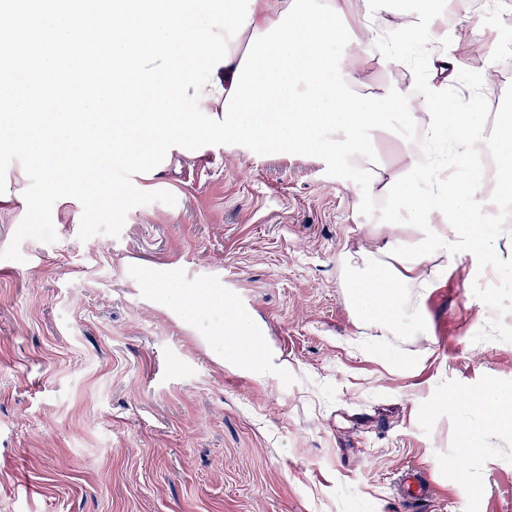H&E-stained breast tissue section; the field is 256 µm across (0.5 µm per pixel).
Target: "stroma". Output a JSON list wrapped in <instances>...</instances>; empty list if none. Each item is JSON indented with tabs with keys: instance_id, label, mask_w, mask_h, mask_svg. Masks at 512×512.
<instances>
[{
	"instance_id": "35a3bbf8",
	"label": "stroma",
	"mask_w": 512,
	"mask_h": 512,
	"mask_svg": "<svg viewBox=\"0 0 512 512\" xmlns=\"http://www.w3.org/2000/svg\"><path fill=\"white\" fill-rule=\"evenodd\" d=\"M456 85L491 79L512 114V9L470 12ZM0 250L27 212L16 166ZM175 205L129 211L119 237L80 241L78 201L55 243L0 259V512H512V429L485 432L451 395H512V258L441 274L427 335L385 336L350 311L340 255L369 219L361 190L313 156L211 145L161 179ZM178 266L156 290L144 269ZM210 282L223 307L182 308ZM246 296L271 363L263 379L224 339ZM422 466L432 499L407 502Z\"/></svg>"
}]
</instances>
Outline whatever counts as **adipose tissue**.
I'll return each instance as SVG.
<instances>
[{
    "label": "adipose tissue",
    "mask_w": 512,
    "mask_h": 512,
    "mask_svg": "<svg viewBox=\"0 0 512 512\" xmlns=\"http://www.w3.org/2000/svg\"><path fill=\"white\" fill-rule=\"evenodd\" d=\"M291 0H256L252 17L237 41L229 42L230 57L217 75L223 88H230L250 36L264 32L276 22ZM342 9L357 37L346 49L342 66L349 87L362 83L369 65L385 69L401 60L402 33L412 29L421 44L431 49L432 80L421 85L422 99L411 121L421 141L437 138L441 129L453 131V145L459 158L481 149L497 151L500 141L512 138V122L503 121L495 132H487L485 114L477 95L459 102L448 95V84L457 71L455 57L448 53V13L436 0H416L411 15H404L398 0H328ZM403 169L379 166L374 174V195L383 204V218L366 225L364 237L347 247L341 262L345 274L347 300L354 312L388 334H397L402 323L422 328L425 301L436 287L440 273L462 253L479 251L487 267L501 259L503 241L512 240V231L489 237L479 216L461 210L457 197L466 195L472 205L484 204L479 185L457 168L454 177L435 171L426 196L404 187ZM502 398L486 391L469 398L477 412L493 410L483 428L465 426L462 445L473 450L482 445L483 429L508 423L512 416L500 415Z\"/></svg>",
    "instance_id": "adipose-tissue-1"
}]
</instances>
